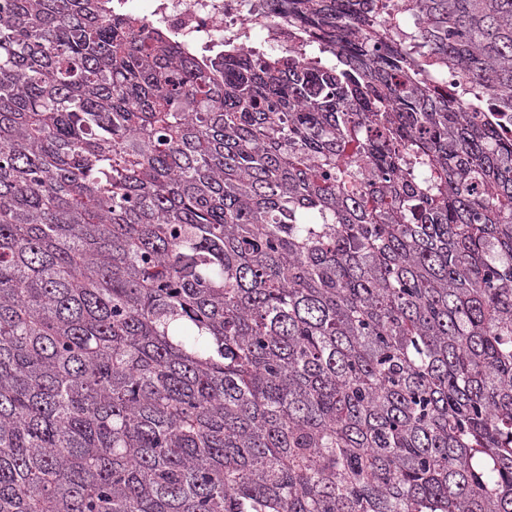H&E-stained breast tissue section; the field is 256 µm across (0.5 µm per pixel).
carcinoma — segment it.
<instances>
[{
    "mask_svg": "<svg viewBox=\"0 0 512 512\" xmlns=\"http://www.w3.org/2000/svg\"><path fill=\"white\" fill-rule=\"evenodd\" d=\"M386 6L0 0V512H512V0ZM269 5L267 0L112 1V8L135 13L146 23L165 28L193 48L205 50L224 43V35L244 29L249 39L243 48H254L256 44L265 53L285 48V43L270 35L268 25L276 24L282 17H274ZM261 10L265 12L262 15Z\"/></svg>",
    "mask_w": 512,
    "mask_h": 512,
    "instance_id": "carcinoma-1",
    "label": "carcinoma"
}]
</instances>
